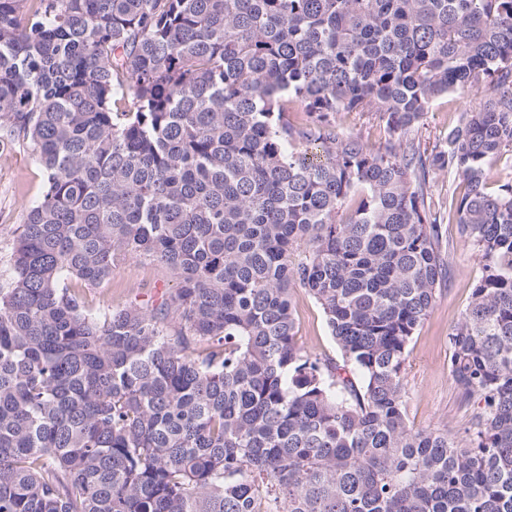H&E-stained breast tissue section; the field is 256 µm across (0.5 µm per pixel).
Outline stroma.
Segmentation results:
<instances>
[{
  "label": "stroma",
  "mask_w": 512,
  "mask_h": 512,
  "mask_svg": "<svg viewBox=\"0 0 512 512\" xmlns=\"http://www.w3.org/2000/svg\"><path fill=\"white\" fill-rule=\"evenodd\" d=\"M485 89L451 92L437 98L414 136L431 147L445 138L461 113L479 108ZM432 199L446 228L441 253L449 276L437 290L430 316L416 331L405 364L406 412L411 423L449 433H460L470 417L460 406L448 372V334L467 309L472 290L482 275L478 252L464 245L457 232L455 206L464 187L458 175L436 172L430 176ZM46 187V174L31 148L16 145L0 151V288L10 283V264L17 229L26 209ZM176 286L172 273L146 259L117 264L109 284L85 289L91 310L122 307L130 302H155ZM297 338L305 350L322 358L339 352L315 300L302 288L292 290Z\"/></svg>",
  "instance_id": "stroma-1"
}]
</instances>
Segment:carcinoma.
<instances>
[{"label":"carcinoma","mask_w":512,"mask_h":512,"mask_svg":"<svg viewBox=\"0 0 512 512\" xmlns=\"http://www.w3.org/2000/svg\"><path fill=\"white\" fill-rule=\"evenodd\" d=\"M5 142L47 186L0 288V512H512V0H0ZM433 170L483 262L448 333L461 436L404 400L446 276ZM142 258L177 275L160 307L87 308ZM296 286L341 360L297 343ZM489 91L483 88L466 92H450L437 98L427 114L423 124L412 133L422 143L431 148L445 138L448 128L453 126L462 112H471L479 108ZM336 126L342 134L361 138L364 143L375 148L387 138L385 127L370 114L340 112L336 114Z\"/></svg>","instance_id":"carcinoma-1"}]
</instances>
